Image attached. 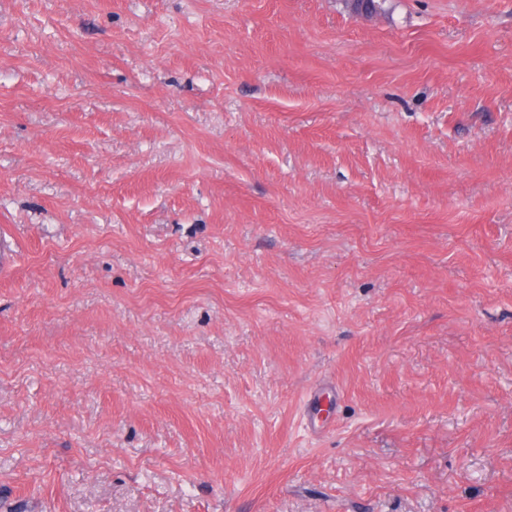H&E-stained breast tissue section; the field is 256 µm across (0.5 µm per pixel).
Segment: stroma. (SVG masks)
Masks as SVG:
<instances>
[{"mask_svg": "<svg viewBox=\"0 0 512 512\" xmlns=\"http://www.w3.org/2000/svg\"><path fill=\"white\" fill-rule=\"evenodd\" d=\"M0 512H512V0H0Z\"/></svg>", "mask_w": 512, "mask_h": 512, "instance_id": "obj_1", "label": "stroma"}]
</instances>
